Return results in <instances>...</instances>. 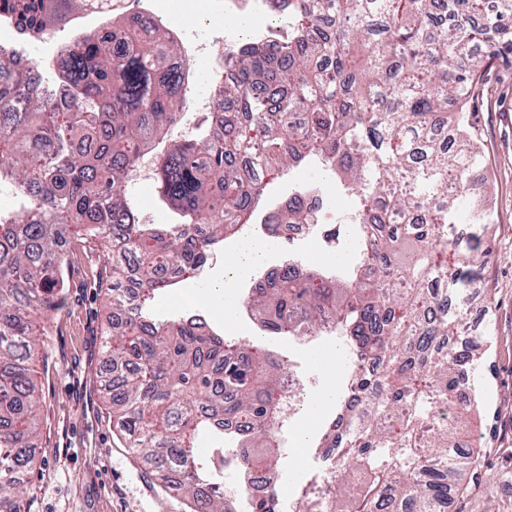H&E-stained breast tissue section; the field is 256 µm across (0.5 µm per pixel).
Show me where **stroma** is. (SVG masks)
Returning <instances> with one entry per match:
<instances>
[{
  "instance_id": "1",
  "label": "stroma",
  "mask_w": 512,
  "mask_h": 512,
  "mask_svg": "<svg viewBox=\"0 0 512 512\" xmlns=\"http://www.w3.org/2000/svg\"><path fill=\"white\" fill-rule=\"evenodd\" d=\"M159 2L165 27L178 32L183 43L198 46L193 77L197 89L206 90L209 47L219 40L229 45L239 42V35L224 30L218 12L186 6L183 0ZM74 32L69 25L58 27L44 39L24 45L25 55L40 64L46 85L59 84V52ZM471 110L477 166L489 177L491 229L489 259L470 292L464 317L479 322L490 342L475 370L482 391L469 425L476 462L463 489L449 496L447 512H512V55L500 58L480 79ZM327 180L322 161L311 158L270 181L260 211H272L296 185H326ZM291 254L330 279H345L360 261L350 246L323 254L315 239L293 247ZM196 281L159 295L156 312L170 316L199 308L215 325H226L223 302L200 297ZM103 301L104 293L95 287L83 255H75L49 341L52 371L42 383L46 411L38 463L25 476L33 494L32 512H184L181 501L159 488L123 448L113 431L112 412L96 389V376L107 366L100 335ZM229 328L243 344L261 335L258 320L248 317ZM267 344L281 361L298 363L308 383L284 431L292 436L307 425L311 436L320 435L336 396L327 390L329 372L316 355L314 341L273 336ZM279 469L281 491L288 504L297 506L303 488L321 481L329 466L315 448L307 446L280 463Z\"/></svg>"
}]
</instances>
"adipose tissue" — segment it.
Listing matches in <instances>:
<instances>
[{
	"instance_id": "obj_1",
	"label": "adipose tissue",
	"mask_w": 512,
	"mask_h": 512,
	"mask_svg": "<svg viewBox=\"0 0 512 512\" xmlns=\"http://www.w3.org/2000/svg\"><path fill=\"white\" fill-rule=\"evenodd\" d=\"M266 254L267 244L261 236L256 234L242 236L228 257L229 276L221 282H199L197 285L199 294L204 298H223L225 315H232L234 312L233 294L237 278L248 275L260 266Z\"/></svg>"
}]
</instances>
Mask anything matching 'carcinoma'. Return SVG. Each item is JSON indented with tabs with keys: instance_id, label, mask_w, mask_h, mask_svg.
Wrapping results in <instances>:
<instances>
[{
	"instance_id": "carcinoma-1",
	"label": "carcinoma",
	"mask_w": 512,
	"mask_h": 512,
	"mask_svg": "<svg viewBox=\"0 0 512 512\" xmlns=\"http://www.w3.org/2000/svg\"><path fill=\"white\" fill-rule=\"evenodd\" d=\"M75 0H0L30 39L73 13ZM288 17L274 41L230 50L221 112L200 138L176 141L157 168L158 195L179 220L142 224L125 189L140 161L170 141L185 107L177 41L156 24L81 32L59 55L62 84L30 85L0 46V185L32 199L0 222V512H26L20 478L40 441L33 358L45 348L71 254L96 251L108 290L100 379L131 456L191 512H234L203 475L196 443L224 416L252 435L250 468L279 465L270 434L285 393L283 364L200 318H158L155 297L249 229L280 168L322 159L359 207L343 224L369 265L341 288L286 270L248 306L274 334L309 336L329 317L344 333L349 383L318 445L338 475L305 512H445L473 451L466 427L480 393L472 366L485 342L455 347L467 291L487 262V181L475 168L467 105L475 81L512 54V0H264ZM466 211L470 231L455 236ZM280 223H308L290 206Z\"/></svg>"
}]
</instances>
